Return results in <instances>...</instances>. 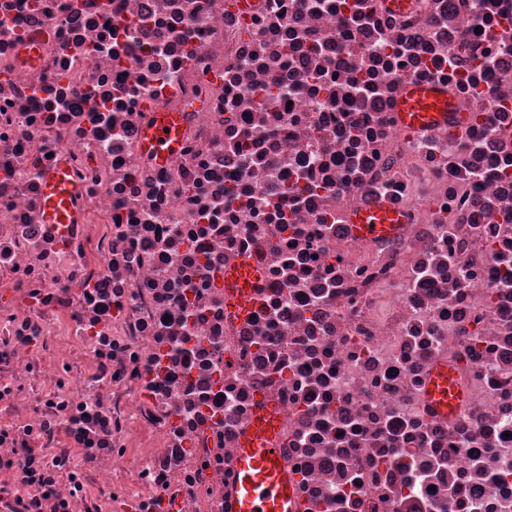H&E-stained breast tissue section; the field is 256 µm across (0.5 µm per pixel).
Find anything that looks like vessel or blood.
<instances>
[{
	"label": "vessel or blood",
	"mask_w": 512,
	"mask_h": 512,
	"mask_svg": "<svg viewBox=\"0 0 512 512\" xmlns=\"http://www.w3.org/2000/svg\"><path fill=\"white\" fill-rule=\"evenodd\" d=\"M452 108L448 88L414 83L399 100L394 119L397 127L408 133L426 132L444 122L461 127L465 119L454 114ZM180 126L179 113H155L142 134L143 150L157 161L166 160L180 145ZM75 193V182L65 167L46 170L40 202L44 223H74L77 218L73 205ZM406 221L403 213L383 200L353 209L346 216L351 234L364 241L392 235ZM260 281V269L249 256L225 270V309L230 316L245 318L258 308ZM428 401L433 412L441 417L454 415L461 408L462 392L448 364L435 367L428 387ZM279 428L280 416L274 407L259 406L233 465V512H295L293 478L277 446Z\"/></svg>",
	"instance_id": "b4317fda"
}]
</instances>
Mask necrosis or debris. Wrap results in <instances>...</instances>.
Segmentation results:
<instances>
[{"instance_id":"obj_1","label":"necrosis or debris","mask_w":512,"mask_h":512,"mask_svg":"<svg viewBox=\"0 0 512 512\" xmlns=\"http://www.w3.org/2000/svg\"><path fill=\"white\" fill-rule=\"evenodd\" d=\"M410 83L465 130L403 133ZM59 163L76 224L42 219ZM376 198L407 224L353 240ZM261 398L296 512H512V0H0V512H232ZM153 122L144 130L142 149L162 162L180 145V115L177 112H155ZM169 129V133L165 130ZM260 281V269L252 257H243L236 266L225 269V309L230 316L246 318L258 308ZM427 397L437 416H452L462 407L461 388L455 384L454 370L447 363L434 368Z\"/></svg>"}]
</instances>
